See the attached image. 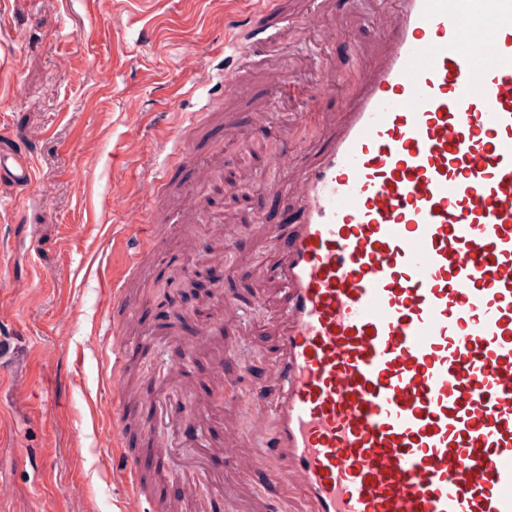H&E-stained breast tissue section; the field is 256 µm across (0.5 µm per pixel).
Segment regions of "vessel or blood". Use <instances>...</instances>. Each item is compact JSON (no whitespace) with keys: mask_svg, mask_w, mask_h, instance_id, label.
Returning a JSON list of instances; mask_svg holds the SVG:
<instances>
[{"mask_svg":"<svg viewBox=\"0 0 512 512\" xmlns=\"http://www.w3.org/2000/svg\"><path fill=\"white\" fill-rule=\"evenodd\" d=\"M224 42V64L185 55L195 84H221L207 123L233 131L241 104L260 106L287 77L271 61L306 33L335 26L295 0H253ZM397 0L374 21L378 55L357 75L351 108L320 112L328 136L311 162L295 159L296 126L272 155L292 174L296 218L265 229L274 265L254 276L284 287L265 393L224 431L241 475L263 469L296 512H512V0ZM190 180L212 167L179 142ZM35 178L33 153L0 144V186ZM124 223L164 231L182 205L167 170L139 190L113 183ZM134 285L112 284V377L126 374L137 324ZM240 315L216 295L211 325ZM270 411H263V404ZM103 430L121 512H165ZM265 439L262 454L244 439Z\"/></svg>","mask_w":512,"mask_h":512,"instance_id":"vessel-or-blood-1","label":"vessel or blood"}]
</instances>
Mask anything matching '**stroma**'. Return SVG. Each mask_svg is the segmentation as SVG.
I'll list each match as a JSON object with an SVG mask.
<instances>
[{"instance_id":"obj_1","label":"stroma","mask_w":512,"mask_h":512,"mask_svg":"<svg viewBox=\"0 0 512 512\" xmlns=\"http://www.w3.org/2000/svg\"><path fill=\"white\" fill-rule=\"evenodd\" d=\"M185 0H131L124 26L113 30L111 14L96 11L92 0H7L0 7L5 23L22 22L31 42L11 43L0 37V55L13 65L0 79L15 86L12 100L0 103V135L24 131L36 136L39 184L24 194L0 187V197L15 199L13 213L0 222V306L8 310L13 343L22 352L14 368L0 373V512H119L122 488L112 479V455L101 441L104 421L94 410L109 395L112 366L106 355L108 306L104 287L124 274L131 256L151 240L149 226L128 232L121 245L112 243V227L121 223L112 209V183L138 185L162 166L184 179L176 165L174 145L195 113L212 96L194 86L181 66L184 53L203 63H219L231 28L215 20L207 0H195L192 14ZM327 23L357 9L359 21L339 29L328 47L308 38L279 54L292 73L290 87L269 105L264 121L244 112L239 128L225 135L209 132L206 150H221L223 171L239 190L217 213L216 223L168 225V242L150 263V281L138 299L140 330L131 340L130 359L141 364L132 374L138 404H127L131 426L123 445L141 467L157 463L141 429L154 428L176 449L174 466L155 478L159 498L182 494L193 482V502L183 512H232L239 488L255 505L265 500L292 502L282 485L258 471L241 478L224 453V426L236 416L239 401L261 395L267 361L275 353L272 318L281 288L261 283L251 266L269 260L263 224L282 225L293 204L287 172H272L271 153L292 112L346 110L355 92L359 69L368 62L373 17L383 0H311ZM335 73L329 91L321 85ZM140 103L137 117L127 102ZM195 242L182 253L179 238ZM232 251H225V238ZM226 252L224 293L244 312L241 322L225 325L212 342L199 344L197 332L210 321L206 299L184 302L179 289L159 293L169 277L184 279L201 262ZM29 283L28 293L13 289ZM193 329L185 331L184 318ZM242 343L251 356L239 369L231 348ZM55 349L52 362L40 363L37 350ZM231 371L233 387L223 406L197 415V434L169 425L210 393L208 376L216 358ZM180 366L182 392L166 390L163 374Z\"/></svg>"}]
</instances>
